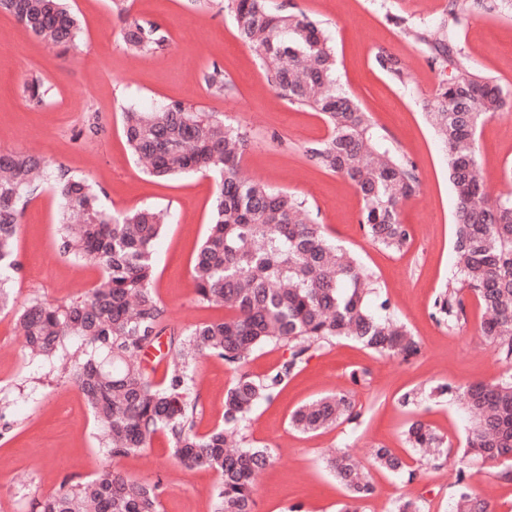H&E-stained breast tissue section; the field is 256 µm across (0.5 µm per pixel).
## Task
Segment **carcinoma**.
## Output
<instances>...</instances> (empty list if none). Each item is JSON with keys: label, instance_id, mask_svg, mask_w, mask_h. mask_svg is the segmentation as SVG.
<instances>
[{"label": "carcinoma", "instance_id": "cac0c4a2", "mask_svg": "<svg viewBox=\"0 0 512 512\" xmlns=\"http://www.w3.org/2000/svg\"><path fill=\"white\" fill-rule=\"evenodd\" d=\"M240 39L260 48L270 61L268 83L290 104L319 113L329 136L304 149L315 167L351 180L362 197L360 224L377 246L402 250L410 240L398 203L416 193L415 165L381 149L368 113L336 84V57L318 24L300 10L277 12L266 0H232ZM28 31L53 46L76 43L79 25L66 0H0ZM416 38L450 57L445 37ZM122 39L132 54L165 47L154 23L133 21ZM375 61L396 80L402 64L380 52ZM209 88H227L218 66L204 76ZM29 101L47 104L50 89L33 77L24 85ZM501 89L472 71L462 59L427 103V115L448 158L457 197L453 250L458 278L434 301V317L449 327L466 320L464 291L476 297L485 319L481 334L511 374L491 383L453 388L471 418L463 456L488 462L512 480V196L491 202L479 175L475 135L498 112ZM123 131L131 155L149 174L172 179L186 173L218 174L209 230L192 267L198 299L226 310L221 320L190 327L174 344L164 381L155 382L140 353L164 330L165 307L155 294L154 246L167 214L144 208L109 216L99 196L78 176L60 175L53 191L62 207L59 250L102 270L86 298L53 305L34 298L15 307L12 274L18 271L15 246L22 202L48 176L46 161L16 151H0V312L12 311L24 348L45 362H58L82 394L96 423L102 450L113 458L136 454L166 433L173 457L186 467L219 475L214 512H253L256 479L273 462L265 447L229 448L250 413L288 382L310 353L347 338L382 356L404 360L418 355L411 332L385 311L374 309L373 275L350 252L330 243L303 201L284 190L242 177L248 140L224 120L171 102L158 110L124 113ZM288 347L289 357L261 379L241 371L248 356L267 344ZM214 355L237 371L224 401V424L206 434L195 431L197 397L190 361ZM357 417L352 397L330 393L298 407L291 425L302 433L350 422ZM407 443L415 451L445 452L444 441L419 420L409 423ZM374 465L393 475L416 477L390 449H373ZM348 493L339 512H359L373 485L346 449L327 458ZM453 512H491L460 469ZM161 482L131 479L114 469L65 484L39 503V512H160Z\"/></svg>", "mask_w": 512, "mask_h": 512}]
</instances>
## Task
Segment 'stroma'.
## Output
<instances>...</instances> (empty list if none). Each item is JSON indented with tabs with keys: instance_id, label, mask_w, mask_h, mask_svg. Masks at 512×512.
Here are the masks:
<instances>
[{
	"instance_id": "1",
	"label": "stroma",
	"mask_w": 512,
	"mask_h": 512,
	"mask_svg": "<svg viewBox=\"0 0 512 512\" xmlns=\"http://www.w3.org/2000/svg\"><path fill=\"white\" fill-rule=\"evenodd\" d=\"M292 3L328 38L336 53L337 83L370 114L381 147L416 166L420 187L400 205L410 233L403 251L372 244L359 224L362 199L355 186L305 158V147L327 138L329 129L319 114L288 103L272 89L258 50L237 34L231 0H129L122 14L112 0H68L80 26L77 47L68 49L46 44L12 15L0 13V151L40 156L52 174L86 178L101 189L106 213L166 210L153 287L168 321L154 342L160 355L148 367L159 381L170 337L224 316L223 308L197 300L191 277L217 181L209 173L168 181L150 176L127 149L123 113L180 101L246 132L245 176L304 200L327 237L353 252L373 275L393 317L420 344L419 354L405 361L347 339L333 341L253 411L243 430L246 441L270 448L275 456L257 480L255 512H289L296 504L302 512H337L345 492L326 459L340 448L371 470L374 492L361 502L362 512H392L401 499L421 501L429 512H448L461 468L493 512H512V481L464 458L470 420L455 395L435 392L441 384L494 382L508 368L481 336L476 298L466 296L467 319L459 326L448 327L432 316L435 297L455 272L456 196L426 104L454 62L433 58L416 38L420 32L446 34L459 56L503 91L502 108L477 131L485 188L494 201L512 193V8L497 0L494 8H472L452 24L448 0H267L273 10ZM135 20L159 25L166 47L130 55L122 30ZM380 51L402 63V81L377 66ZM215 65L230 84L221 94L203 82ZM33 76L51 88L47 105L33 106L23 92L24 81ZM92 121L102 127L95 137L87 131ZM60 222L59 202L49 186L26 197L16 243L17 304L32 298L60 304L87 295L99 283V267L59 252ZM235 377L219 357L197 358L198 433L222 424L224 396ZM336 390L350 393L357 420L314 434L289 426L298 405ZM412 418L446 441L448 458L441 467L409 449L404 429ZM0 420L9 424L0 433V512H38L42 497L65 483L113 468L136 480L161 482V512L214 510L217 473L177 464L166 435L157 434L149 447L126 457L104 453L82 394L62 369L25 355L10 312L0 313ZM381 446L416 470L414 481L373 468L372 451Z\"/></svg>"
}]
</instances>
